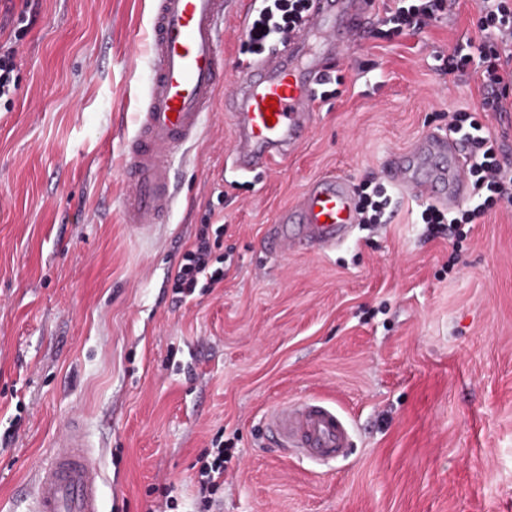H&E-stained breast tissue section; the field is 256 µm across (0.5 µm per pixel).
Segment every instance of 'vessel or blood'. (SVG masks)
Returning a JSON list of instances; mask_svg holds the SVG:
<instances>
[{
    "mask_svg": "<svg viewBox=\"0 0 512 512\" xmlns=\"http://www.w3.org/2000/svg\"><path fill=\"white\" fill-rule=\"evenodd\" d=\"M370 6V0H314L293 42L302 49L323 37L336 50H344L354 35L365 31ZM223 15L224 0H152L147 44L151 72L135 134L124 149L123 218L135 230L151 229L171 212L175 197L170 190V158L198 139L202 116L211 111L224 84V59L216 37ZM329 77L325 67L291 55L250 65L224 100L236 131L234 166L241 171L268 168L300 143L309 128L315 89ZM270 101L276 109L269 116L265 109ZM462 151L461 144L427 135L390 159L388 181L452 208L470 189L456 164ZM356 221L345 179L327 177L315 181L300 205L281 219L285 225H302V234L284 232L280 240L288 247L328 249ZM272 425L284 443L312 458L336 456L350 442L336 410L312 402L280 410ZM100 482V458L91 452L82 423L70 418L51 458L36 469L32 512H100Z\"/></svg>",
    "mask_w": 512,
    "mask_h": 512,
    "instance_id": "obj_1",
    "label": "vessel or blood"
}]
</instances>
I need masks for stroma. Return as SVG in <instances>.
Masks as SVG:
<instances>
[{
	"instance_id": "obj_1",
	"label": "stroma",
	"mask_w": 512,
	"mask_h": 512,
	"mask_svg": "<svg viewBox=\"0 0 512 512\" xmlns=\"http://www.w3.org/2000/svg\"><path fill=\"white\" fill-rule=\"evenodd\" d=\"M27 8L17 89L0 109V512H29L31 469L67 418L102 457L101 512H512V202L477 223H423L392 190L386 224L334 248H270L277 218L317 179L353 199L391 154L447 134L469 108L512 163L505 113L479 112L478 0L392 34L393 0L331 68L304 140L243 172L224 99L173 156L176 203L138 233L122 218L126 141L145 92L151 0H0ZM263 0H224V78L254 55ZM224 228V279L175 300L200 225ZM335 408L351 435L314 460L268 426L296 401ZM224 441V485L198 498L196 459Z\"/></svg>"
}]
</instances>
